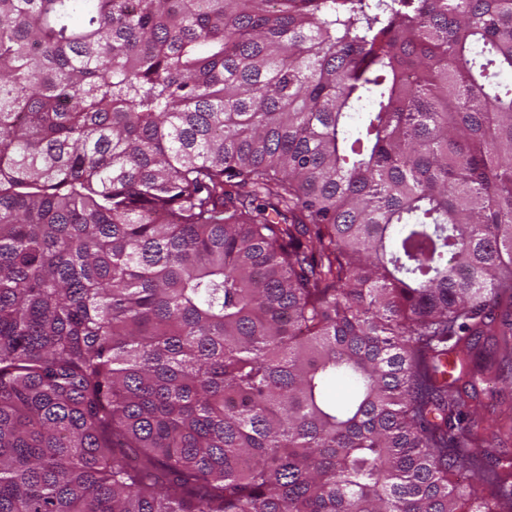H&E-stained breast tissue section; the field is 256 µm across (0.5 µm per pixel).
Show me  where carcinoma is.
I'll return each instance as SVG.
<instances>
[{"label": "carcinoma", "mask_w": 512, "mask_h": 512, "mask_svg": "<svg viewBox=\"0 0 512 512\" xmlns=\"http://www.w3.org/2000/svg\"><path fill=\"white\" fill-rule=\"evenodd\" d=\"M508 73L512 0H0V512H512ZM498 359L499 352L492 346V341L481 344L475 351L472 365L480 366L487 380L477 382L478 402L468 416V423L474 431L491 440L493 448H484L489 454V461L494 462L498 458L504 465H509L512 461V439L506 434L512 422V388L492 379ZM495 419L504 425L500 432L493 427L492 420Z\"/></svg>", "instance_id": "1"}]
</instances>
